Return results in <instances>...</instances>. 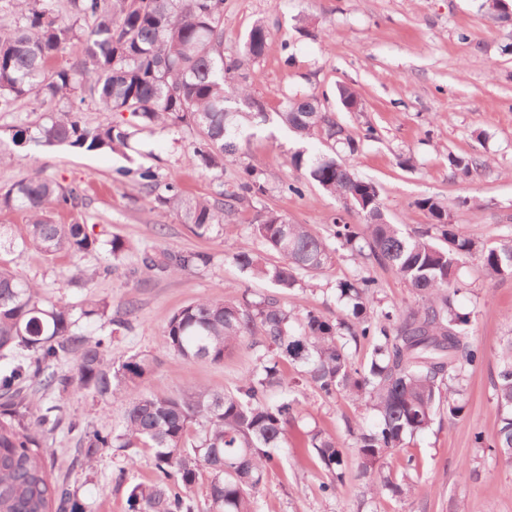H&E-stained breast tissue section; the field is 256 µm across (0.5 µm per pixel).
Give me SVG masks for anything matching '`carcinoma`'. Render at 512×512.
<instances>
[{"mask_svg": "<svg viewBox=\"0 0 512 512\" xmlns=\"http://www.w3.org/2000/svg\"><path fill=\"white\" fill-rule=\"evenodd\" d=\"M15 3L21 22L0 19V111L26 99L39 102L45 117L34 139L42 146L126 145L125 122L89 127L78 109H56L59 101L82 102L87 93L103 111L127 113L144 127L194 128L190 146L198 164L219 179L227 158L240 150L239 130L267 120L253 85L254 65L265 54L270 31L265 23H254L241 52L224 55V0H66L59 11L52 0ZM481 8L491 18L505 19L512 0H482ZM81 20L93 21L84 34L77 29ZM338 97L347 111L359 109L352 88L339 87ZM277 117L300 144L289 163L361 223L334 218L333 248L310 225L293 224L265 207L250 221L261 248L240 247L231 254L233 261L286 291L302 276L332 265L340 247L392 270L411 288L414 301L382 304L375 297L378 283L364 268L337 282L345 310L335 319L312 310L299 315L276 297L200 299L169 317L165 347L186 359L220 363L243 344L256 345L258 336L264 352L257 368L233 391L189 386L178 394H141L137 389L152 371L149 359L115 364L103 340L91 342L78 332L73 306L44 302L37 284L0 267V352L13 353L12 363L0 368V512H66L71 501L69 486L52 479L42 444V428L59 423L56 406L40 408L36 393L26 392L33 386L52 393L77 388L100 397L127 395L122 431L85 432L83 453L92 462L105 448L153 452L154 478L131 488L129 512H256L255 497L273 451H288V426L302 413L296 382L284 370L288 364L301 367L302 377L324 397L343 394L374 415L371 427L350 431L347 445L317 428L306 432L304 450L326 473L323 492L334 494L346 483V447L356 449V471L371 493L404 497L420 490L410 475L412 460L397 478L386 470L387 459L426 432L436 416L463 419L456 396L485 352L468 329L470 316L456 307L464 292L459 270L476 254L489 278L512 277V235L487 244L463 234L450 224L448 203L434 197L416 201L429 226L413 235L404 232L387 219L377 185L336 158L340 149L357 151L360 139L325 109L318 93L285 98ZM312 139L325 147L316 156L304 148ZM448 164L464 176L482 168L476 157L451 153ZM137 176L150 194L162 186L152 167H140ZM219 186L212 199L192 198L172 178L156 200L179 211L191 232L203 238L217 226L241 222L269 193L264 173L249 166L240 179ZM84 206L85 189L79 185L40 173L18 181L0 191V209L25 210L27 223L17 236L1 224L0 248L13 247L18 238L47 256L106 250L118 257L125 243L90 233ZM60 209L71 214L69 223L54 220ZM209 262L200 251L145 249L128 276L139 284L143 271L177 275ZM80 314L103 319L107 303L89 300ZM362 340L370 356L358 367L349 345ZM71 359L72 374L56 370ZM493 386L499 414L493 448L511 462L512 336ZM204 474L208 480L201 491Z\"/></svg>", "mask_w": 512, "mask_h": 512, "instance_id": "1", "label": "carcinoma"}]
</instances>
